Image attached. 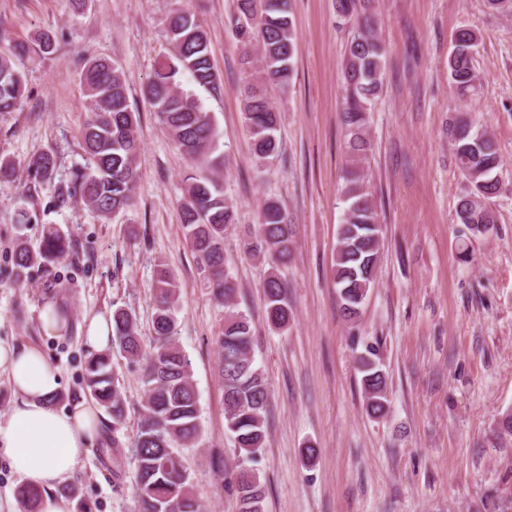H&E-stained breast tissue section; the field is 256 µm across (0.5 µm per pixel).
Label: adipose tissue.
I'll use <instances>...</instances> for the list:
<instances>
[{
  "label": "adipose tissue",
  "mask_w": 512,
  "mask_h": 512,
  "mask_svg": "<svg viewBox=\"0 0 512 512\" xmlns=\"http://www.w3.org/2000/svg\"><path fill=\"white\" fill-rule=\"evenodd\" d=\"M0 371L16 397L0 425V449L25 484L40 491L38 512H72L56 486L96 444L99 407L83 400L58 408L52 397L60 388V374L39 349L0 342Z\"/></svg>",
  "instance_id": "obj_1"
}]
</instances>
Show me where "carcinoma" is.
Returning <instances> with one entry per match:
<instances>
[{"label":"carcinoma","instance_id":"carcinoma-1","mask_svg":"<svg viewBox=\"0 0 512 512\" xmlns=\"http://www.w3.org/2000/svg\"><path fill=\"white\" fill-rule=\"evenodd\" d=\"M373 0H334L337 18L350 25L351 39L346 48L345 107L342 122L346 130L348 164L340 187L345 218L338 229V246L333 278L345 317L353 321L374 284L383 238L378 213L367 190L362 160L370 150L367 124L373 100L383 87L384 55L375 31ZM236 35L244 43L257 44L266 83L285 85L293 72L295 31L289 16L288 0H236L230 18ZM166 32L172 50L161 54L154 75L144 89V99L154 109L163 128L176 147L206 169L223 166L224 157L216 154L218 132L214 117L197 97L184 91L181 77L188 73L196 85L219 90L213 71L208 42L201 23L189 10L178 7L166 18ZM448 57V82L465 101L480 85L474 65L475 31L458 29ZM28 54V46L14 45L11 55H0V114L14 112L26 96L25 74L18 66ZM80 84L90 101V109L81 128L86 164L72 172L58 187L54 207L63 209L82 203L99 221L128 212L135 205L140 171L139 138L136 112L131 108L122 69L104 57L84 60ZM455 118L448 129L458 169L469 184L459 199L456 214L474 236L483 235L482 227L494 226V212L488 201L501 191V157L492 136L474 129L469 108ZM243 118L249 133V154L262 165L278 156L279 112L266 88L248 84L244 88ZM28 175L34 181H50L56 174L54 156L44 152L31 158ZM181 205V222L187 244L196 255L199 275L213 300L229 308L219 336L220 381L224 389L225 431L239 451L238 464L231 470L239 512H261L264 486L246 462L256 461L267 442V412L270 391L261 369L254 366V331L250 319L232 310L236 284L226 271L224 232L233 224L236 205L224 198L217 181L208 176L190 175ZM292 220L282 203L264 200L258 224L242 241L243 252L263 257L271 263L262 290L266 321L276 331H286L293 319L288 289L280 267L293 257ZM71 239L55 225L43 229L37 245L20 240L12 255V273L16 280L28 275L37 265L48 266L66 259ZM178 281L168 263L160 259L154 269V312L151 317L150 349L136 314L124 307L112 312V343L130 364L145 361L141 375L145 401L132 445L133 478L138 512H201L193 478L175 446L192 445L200 434L199 398L192 378L191 362L179 344L176 303ZM375 350L359 359L362 373L363 407L368 415L387 413V380L380 364L373 359ZM85 393L112 418V429L127 423V401L119 376L112 368L109 350L90 354L84 365ZM18 496L24 512H37L40 493L22 486Z\"/></svg>","mask_w":512,"mask_h":512}]
</instances>
